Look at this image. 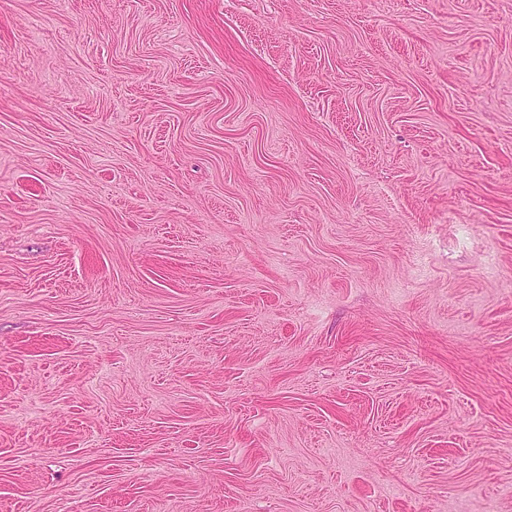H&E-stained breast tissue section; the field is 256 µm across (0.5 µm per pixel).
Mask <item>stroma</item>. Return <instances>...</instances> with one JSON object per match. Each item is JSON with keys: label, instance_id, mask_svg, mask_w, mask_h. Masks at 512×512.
Returning <instances> with one entry per match:
<instances>
[{"label": "stroma", "instance_id": "35a3bbf8", "mask_svg": "<svg viewBox=\"0 0 512 512\" xmlns=\"http://www.w3.org/2000/svg\"><path fill=\"white\" fill-rule=\"evenodd\" d=\"M0 512H512V0H0Z\"/></svg>", "mask_w": 512, "mask_h": 512}]
</instances>
